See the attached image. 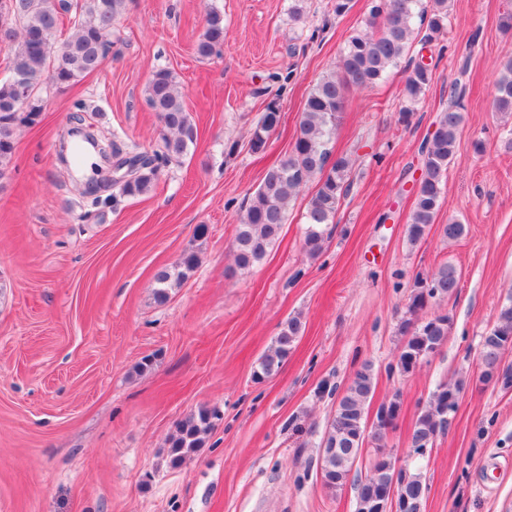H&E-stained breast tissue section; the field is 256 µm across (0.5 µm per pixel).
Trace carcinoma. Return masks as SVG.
<instances>
[{
  "mask_svg": "<svg viewBox=\"0 0 512 512\" xmlns=\"http://www.w3.org/2000/svg\"><path fill=\"white\" fill-rule=\"evenodd\" d=\"M125 8L126 0H0V19L7 20L5 25H0V49L8 51L13 74L12 80L0 81V174L11 161L16 128L33 123L43 110L40 80L44 71L51 72L56 84L66 85L99 68L110 48L108 36L112 25ZM66 17L74 32L60 52L52 53L46 48V41L54 36ZM447 30L448 0H369L363 29L350 36L340 52L336 69L309 89L299 131L288 155L267 168L243 209L233 241L237 268L250 269L264 260L279 238L294 197L314 178L318 183L307 206L308 227L303 249L311 257L323 251L331 234L330 224L334 223L340 201L350 188V161L344 156L333 157L332 150L347 90L373 87L391 69L404 66V106L400 116L401 121H408L413 107L425 99L433 79V71L421 66L423 56L411 54L413 44L424 50L439 43ZM223 47L224 15L212 10L195 43V53L202 60L210 59L219 55ZM467 67L465 58L451 85L448 106L438 114L432 138L422 146L423 175L414 192L407 224V241L412 246L420 243L435 223L448 167L460 146V127L464 120L461 100L466 93L462 77ZM146 94L147 103L162 127L163 152H140L127 159L130 180L119 185L124 196L146 194L161 166L171 157L186 154L198 139L197 127L185 110L182 93L170 71H156L148 82ZM491 107L498 115H512V59L501 62ZM279 119V107L269 102L250 135L252 152L266 151ZM198 264L197 252L188 250L175 265L159 270L155 274V300L166 303L170 291L180 287ZM459 288L460 275L448 263L439 265L431 276L415 281L407 306L409 317L398 326L402 339L396 366L400 371H409L410 361L427 358L448 340L453 325L449 311L435 310L421 322L416 315L457 295ZM301 329L299 318H288L273 347L259 359L254 371L256 379L268 378L281 369ZM510 348L512 302L500 308L494 327L482 336L478 355L481 376L490 378L503 372V386L512 387V370L501 368L503 355ZM375 388L372 365L364 363L352 373L337 398L320 444L323 484L336 490L350 480L353 462L363 447V433L370 424L376 454L367 473L353 479L356 512H363L361 505L368 489L386 488L395 474L401 494L409 499L408 512H420L428 491L422 474L408 469L395 471L392 454L383 445L395 422L382 415V405L376 411L375 420L368 422ZM462 390L460 382L443 383L421 407L409 436L414 454L425 457L423 449L433 448L437 437L450 428V416L458 407ZM217 418L215 411L201 408L178 423L171 439L173 464L182 463L202 447Z\"/></svg>",
  "mask_w": 512,
  "mask_h": 512,
  "instance_id": "carcinoma-1",
  "label": "carcinoma"
}]
</instances>
